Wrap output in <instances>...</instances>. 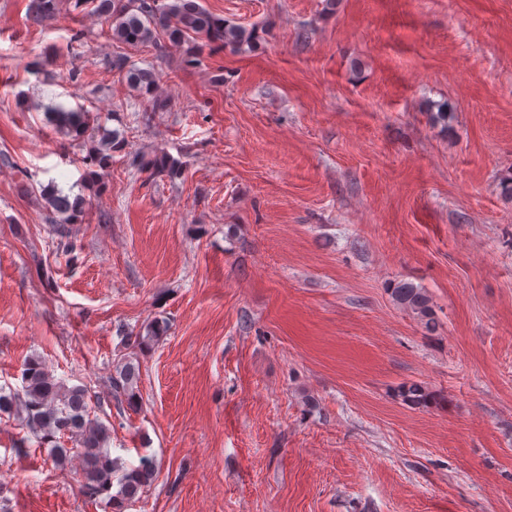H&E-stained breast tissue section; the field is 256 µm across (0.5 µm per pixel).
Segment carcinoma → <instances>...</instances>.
I'll return each mask as SVG.
<instances>
[{
	"label": "carcinoma",
	"mask_w": 512,
	"mask_h": 512,
	"mask_svg": "<svg viewBox=\"0 0 512 512\" xmlns=\"http://www.w3.org/2000/svg\"><path fill=\"white\" fill-rule=\"evenodd\" d=\"M75 7L87 10L109 25L112 40L127 47H139L156 42L162 35L169 45L184 49L183 62L189 67L196 63L195 46L191 39L203 36L211 44L239 50L251 45L254 33L242 26L228 24L207 11L199 0H76ZM32 9L39 18H49L58 11V0H33ZM117 68L124 70L128 84L145 96L152 97L157 108L164 104L154 98L157 78L149 69L126 66L124 57L117 59ZM47 117L58 131L78 137L94 121L92 113L83 105L65 108L52 106ZM123 133L117 129L104 131L99 141L89 148L85 163L91 167L86 177L98 178L97 170L112 165V151L123 146ZM147 169L177 172V162L160 152L145 161ZM44 199L52 214L62 216L54 221L55 235L74 249L70 224L83 216L87 205L80 195L74 197L51 188ZM395 302L417 316L424 326L435 327L430 298L426 291L411 282L400 281L392 289ZM167 332V322L155 319L144 325L134 336L139 349H150ZM140 362L131 356L116 363L109 377L110 390L120 403L134 412L141 407ZM402 400L411 406L426 407L433 394L420 383L401 388ZM14 417L20 426L28 429L38 443L48 447L47 458L58 468L65 469L79 460L83 474V495L104 507V512H125L128 503L138 499L152 485L158 473L156 462L146 456L135 463L124 462L112 456V425L92 414L91 395L85 385H69L56 379L38 357H31L21 372V389L0 387V415ZM69 440L68 448L64 440Z\"/></svg>",
	"instance_id": "obj_1"
}]
</instances>
